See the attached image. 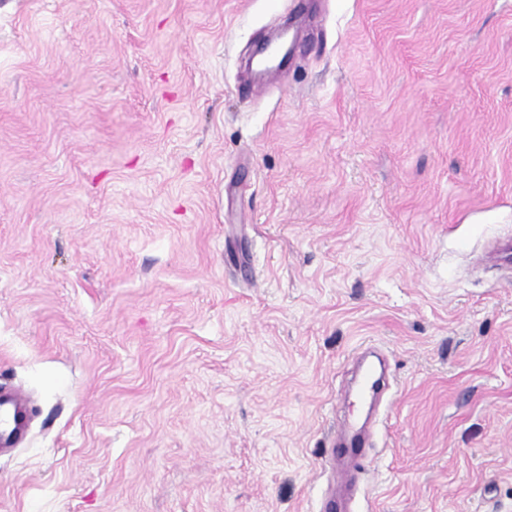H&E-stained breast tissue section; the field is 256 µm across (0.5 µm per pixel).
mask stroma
I'll return each instance as SVG.
<instances>
[{
    "mask_svg": "<svg viewBox=\"0 0 512 512\" xmlns=\"http://www.w3.org/2000/svg\"><path fill=\"white\" fill-rule=\"evenodd\" d=\"M0 0V512H512V0ZM29 425V402L18 391L0 389V450L11 448ZM362 425L357 418L345 419L339 427V435L346 444L336 447L333 462L336 461V476L346 486L354 485L362 469L365 456L361 445L365 439L361 433Z\"/></svg>",
    "mask_w": 512,
    "mask_h": 512,
    "instance_id": "obj_1",
    "label": "stroma"
}]
</instances>
